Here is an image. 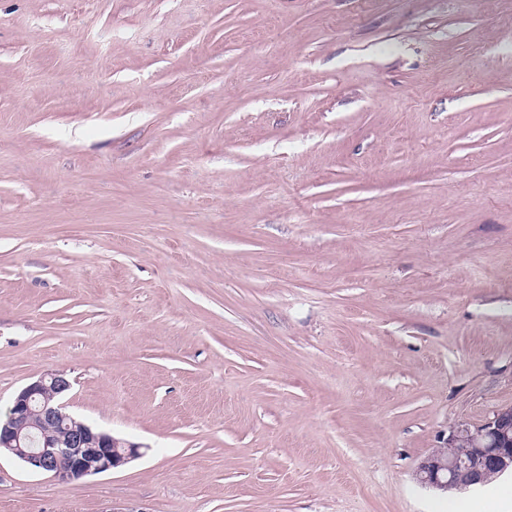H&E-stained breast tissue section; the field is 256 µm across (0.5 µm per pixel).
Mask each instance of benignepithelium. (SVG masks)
Segmentation results:
<instances>
[{
	"label": "benign epithelium",
	"instance_id": "obj_1",
	"mask_svg": "<svg viewBox=\"0 0 512 512\" xmlns=\"http://www.w3.org/2000/svg\"><path fill=\"white\" fill-rule=\"evenodd\" d=\"M72 381L64 371L40 376L13 398L9 418L0 423V455L34 472H47L63 482L110 472L141 455L134 443L77 420L67 411ZM66 425L68 434L38 438L37 425ZM512 473V407L497 410L477 427L457 423L444 446L433 449L415 472L419 483L438 489L484 485L493 474Z\"/></svg>",
	"mask_w": 512,
	"mask_h": 512
}]
</instances>
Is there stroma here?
<instances>
[{
  "mask_svg": "<svg viewBox=\"0 0 512 512\" xmlns=\"http://www.w3.org/2000/svg\"><path fill=\"white\" fill-rule=\"evenodd\" d=\"M143 446L0 512H512V0H0V418ZM443 441L417 467L420 484L448 490L485 485L492 474H512V407L497 410L474 428L454 424ZM448 448L453 451L448 453Z\"/></svg>",
  "mask_w": 512,
  "mask_h": 512,
  "instance_id": "35a3bbf8",
  "label": "stroma"
}]
</instances>
